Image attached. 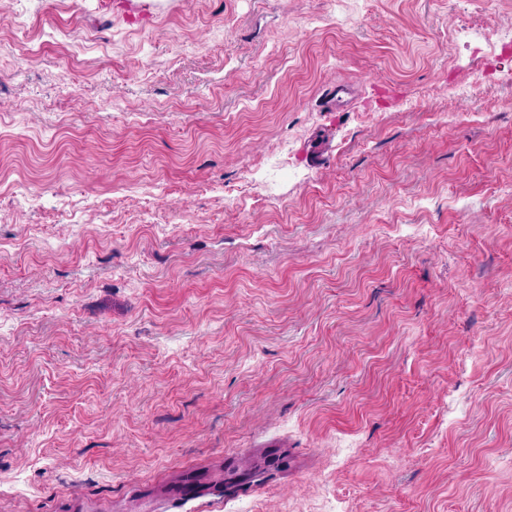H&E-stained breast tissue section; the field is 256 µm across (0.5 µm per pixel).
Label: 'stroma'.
<instances>
[{
  "label": "stroma",
  "instance_id": "stroma-1",
  "mask_svg": "<svg viewBox=\"0 0 512 512\" xmlns=\"http://www.w3.org/2000/svg\"><path fill=\"white\" fill-rule=\"evenodd\" d=\"M507 28L0 0V512H512Z\"/></svg>",
  "mask_w": 512,
  "mask_h": 512
}]
</instances>
